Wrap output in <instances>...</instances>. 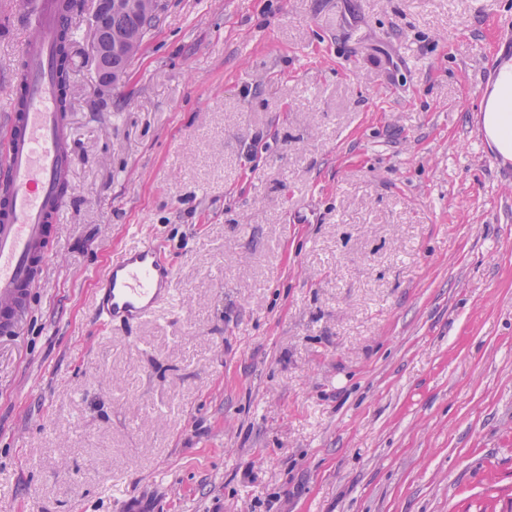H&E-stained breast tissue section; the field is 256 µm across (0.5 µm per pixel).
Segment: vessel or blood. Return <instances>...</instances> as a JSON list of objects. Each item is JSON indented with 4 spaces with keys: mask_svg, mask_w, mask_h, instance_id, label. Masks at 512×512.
Instances as JSON below:
<instances>
[{
    "mask_svg": "<svg viewBox=\"0 0 512 512\" xmlns=\"http://www.w3.org/2000/svg\"><path fill=\"white\" fill-rule=\"evenodd\" d=\"M28 32L8 76L13 83L0 113L9 128L0 163V335L25 323L30 299L51 257L61 223L60 185L75 163L67 114L55 79L60 33L75 23V0H18ZM175 267L165 248L143 242L125 250L99 283L101 326L142 319L173 301Z\"/></svg>",
    "mask_w": 512,
    "mask_h": 512,
    "instance_id": "b4317fda",
    "label": "vessel or blood"
}]
</instances>
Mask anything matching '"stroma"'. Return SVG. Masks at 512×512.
I'll use <instances>...</instances> for the list:
<instances>
[{"mask_svg":"<svg viewBox=\"0 0 512 512\" xmlns=\"http://www.w3.org/2000/svg\"><path fill=\"white\" fill-rule=\"evenodd\" d=\"M77 2L0 512H512V163L478 93L512 0H161L109 91ZM142 241L176 300L99 330Z\"/></svg>","mask_w":512,"mask_h":512,"instance_id":"35a3bbf8","label":"stroma"}]
</instances>
